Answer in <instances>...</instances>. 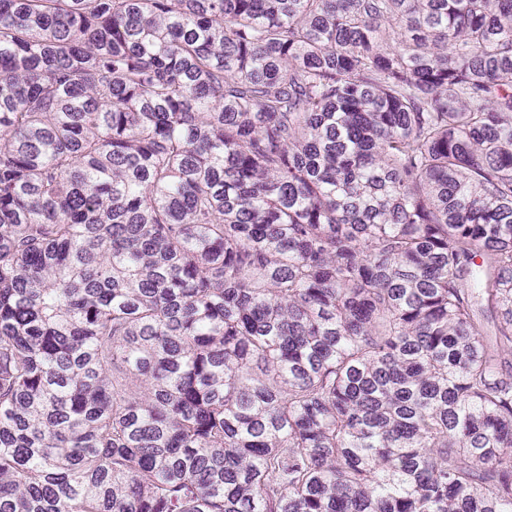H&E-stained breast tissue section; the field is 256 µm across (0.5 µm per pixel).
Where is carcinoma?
<instances>
[{
	"instance_id": "cac0c4a2",
	"label": "carcinoma",
	"mask_w": 512,
	"mask_h": 512,
	"mask_svg": "<svg viewBox=\"0 0 512 512\" xmlns=\"http://www.w3.org/2000/svg\"><path fill=\"white\" fill-rule=\"evenodd\" d=\"M511 356L512 0H0V512H512Z\"/></svg>"
}]
</instances>
